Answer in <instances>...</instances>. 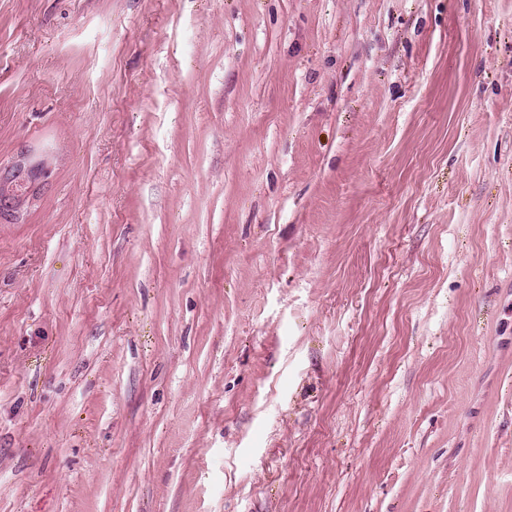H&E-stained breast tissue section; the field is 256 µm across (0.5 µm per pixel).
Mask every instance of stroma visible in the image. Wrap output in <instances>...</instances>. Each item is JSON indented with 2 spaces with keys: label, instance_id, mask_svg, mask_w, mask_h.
I'll return each mask as SVG.
<instances>
[{
  "label": "stroma",
  "instance_id": "stroma-1",
  "mask_svg": "<svg viewBox=\"0 0 512 512\" xmlns=\"http://www.w3.org/2000/svg\"><path fill=\"white\" fill-rule=\"evenodd\" d=\"M0 512H512V0H0Z\"/></svg>",
  "mask_w": 512,
  "mask_h": 512
}]
</instances>
